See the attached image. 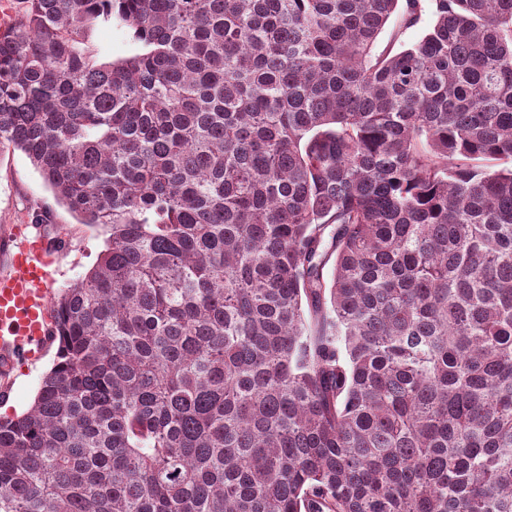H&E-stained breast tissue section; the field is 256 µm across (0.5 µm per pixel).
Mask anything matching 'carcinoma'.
I'll return each instance as SVG.
<instances>
[{
  "label": "carcinoma",
  "instance_id": "cac0c4a2",
  "mask_svg": "<svg viewBox=\"0 0 512 512\" xmlns=\"http://www.w3.org/2000/svg\"><path fill=\"white\" fill-rule=\"evenodd\" d=\"M21 4L0 145L109 237L0 512H512V0ZM88 48L97 64L130 57L140 52L131 32L117 23L99 22L89 34Z\"/></svg>",
  "mask_w": 512,
  "mask_h": 512
}]
</instances>
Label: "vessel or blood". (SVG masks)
I'll return each mask as SVG.
<instances>
[{
	"mask_svg": "<svg viewBox=\"0 0 512 512\" xmlns=\"http://www.w3.org/2000/svg\"><path fill=\"white\" fill-rule=\"evenodd\" d=\"M53 257L42 234L16 225L0 233V376L41 358L51 332Z\"/></svg>",
	"mask_w": 512,
	"mask_h": 512,
	"instance_id": "1",
	"label": "vessel or blood"
}]
</instances>
